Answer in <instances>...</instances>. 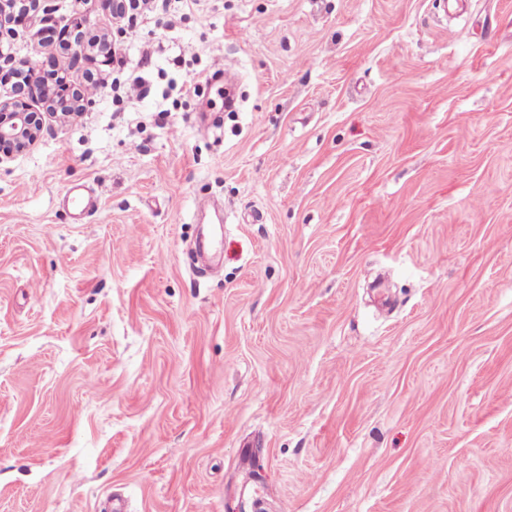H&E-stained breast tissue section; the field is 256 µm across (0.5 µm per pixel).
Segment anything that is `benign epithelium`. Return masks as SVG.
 <instances>
[{"instance_id":"benign-epithelium-1","label":"benign epithelium","mask_w":512,"mask_h":512,"mask_svg":"<svg viewBox=\"0 0 512 512\" xmlns=\"http://www.w3.org/2000/svg\"><path fill=\"white\" fill-rule=\"evenodd\" d=\"M0 61L9 67V71L24 75L28 88L39 90L51 107L49 112H34L23 94L1 100L0 147H12L18 152L26 150L36 143L45 119L65 122L75 114L85 111L87 103L80 94L65 88L50 87L46 84V72L29 57L0 52Z\"/></svg>"}]
</instances>
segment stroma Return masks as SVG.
Returning <instances> with one entry per match:
<instances>
[{
    "label": "stroma",
    "mask_w": 512,
    "mask_h": 512,
    "mask_svg": "<svg viewBox=\"0 0 512 512\" xmlns=\"http://www.w3.org/2000/svg\"><path fill=\"white\" fill-rule=\"evenodd\" d=\"M0 163V512H512V0H172ZM93 192L75 220L63 198Z\"/></svg>",
    "instance_id": "35a3bbf8"
}]
</instances>
